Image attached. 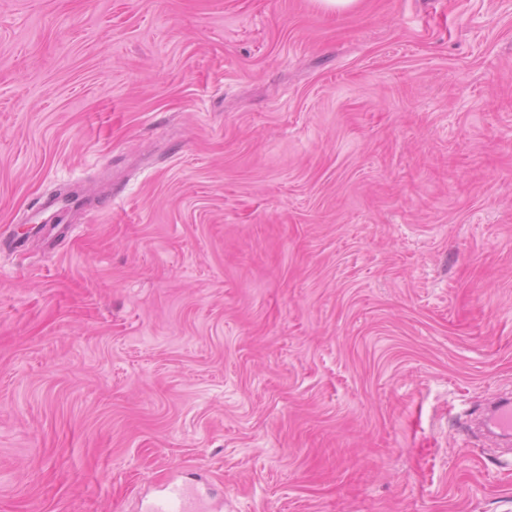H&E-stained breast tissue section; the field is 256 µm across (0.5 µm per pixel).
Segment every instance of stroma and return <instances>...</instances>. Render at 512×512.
I'll return each instance as SVG.
<instances>
[{"mask_svg":"<svg viewBox=\"0 0 512 512\" xmlns=\"http://www.w3.org/2000/svg\"><path fill=\"white\" fill-rule=\"evenodd\" d=\"M504 390L512 0H0V512H512ZM485 419L489 433L496 436H510L512 430L511 398L508 397L493 405L487 412ZM147 512H198L206 510L204 504L188 489L174 485L153 501Z\"/></svg>","mask_w":512,"mask_h":512,"instance_id":"1","label":"stroma"}]
</instances>
